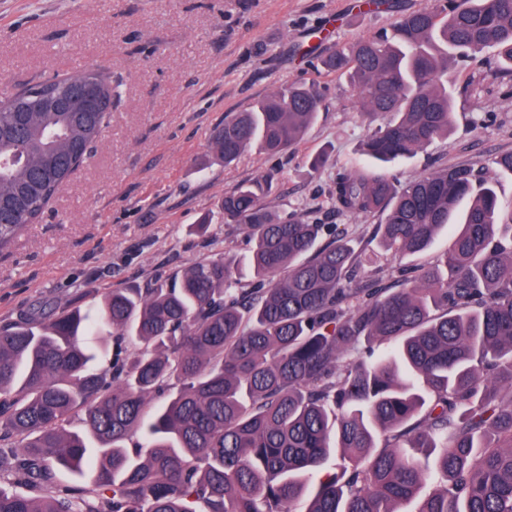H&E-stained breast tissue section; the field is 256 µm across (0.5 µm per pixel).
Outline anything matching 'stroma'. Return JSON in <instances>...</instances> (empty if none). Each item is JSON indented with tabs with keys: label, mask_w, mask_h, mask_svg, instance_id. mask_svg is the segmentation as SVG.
<instances>
[{
	"label": "stroma",
	"mask_w": 512,
	"mask_h": 512,
	"mask_svg": "<svg viewBox=\"0 0 512 512\" xmlns=\"http://www.w3.org/2000/svg\"><path fill=\"white\" fill-rule=\"evenodd\" d=\"M355 0H0V90L15 92L91 68L112 74V112L92 156L41 220L0 254V325L33 304L99 301L144 288L224 255L243 262L252 243L224 223L220 202L269 173L266 205L348 230L363 254L377 248L379 214L344 215L329 204L338 174L363 164L362 142L380 117L363 113L346 80L316 73L312 57L381 32L389 13H357ZM327 87L302 141L270 156L249 149L232 166L212 155L210 133L228 112L297 79ZM455 128L389 167L405 184L443 167L487 169L512 152V74L500 51L449 65ZM326 153L311 170L308 160ZM211 215L208 236L192 228ZM448 244L363 265L390 285L429 265Z\"/></svg>",
	"instance_id": "obj_1"
}]
</instances>
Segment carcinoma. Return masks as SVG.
Instances as JSON below:
<instances>
[{"label": "carcinoma", "instance_id": "1", "mask_svg": "<svg viewBox=\"0 0 512 512\" xmlns=\"http://www.w3.org/2000/svg\"><path fill=\"white\" fill-rule=\"evenodd\" d=\"M357 8L396 17L321 65L384 121L374 164L338 178L331 205L381 214L387 254L445 229L448 247L406 283L364 284L353 239L279 218L266 174L222 201L253 241L255 287L218 255L99 304L33 305L0 326V512H294L307 493L306 512H512V206L471 166L403 186L385 173L448 137V53L496 46L512 72V0ZM48 96L68 106L46 112ZM113 96L99 70L0 92V251L86 162ZM323 97L297 82L229 113L214 155L297 145Z\"/></svg>", "mask_w": 512, "mask_h": 512}]
</instances>
